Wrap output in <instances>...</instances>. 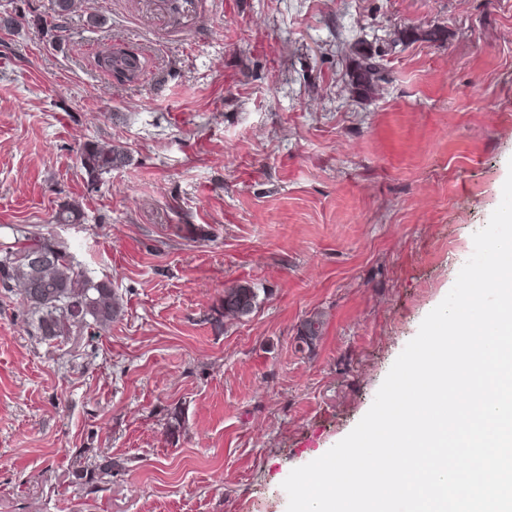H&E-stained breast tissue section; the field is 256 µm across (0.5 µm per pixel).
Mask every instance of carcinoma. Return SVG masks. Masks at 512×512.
Wrapping results in <instances>:
<instances>
[{
	"label": "carcinoma",
	"instance_id": "obj_1",
	"mask_svg": "<svg viewBox=\"0 0 512 512\" xmlns=\"http://www.w3.org/2000/svg\"><path fill=\"white\" fill-rule=\"evenodd\" d=\"M76 0H56V22L39 23V30L45 34L57 36L62 31V23L74 9ZM101 67L112 74L134 73L140 68V60L133 55L116 56L107 53ZM381 78V68L372 61V55L362 57L358 80L370 84ZM81 169L87 176V185L91 188L106 174L126 164L127 152L123 146L110 142L89 141L79 151ZM57 224H82L85 212L77 202L60 206L54 216ZM24 240L22 246L14 251L0 253V287L20 295L27 307L31 324L40 340L53 342L75 332H85L98 336L108 331L112 321L121 312L117 294L108 280H96L80 265L73 262L63 247L52 238L32 235L18 228ZM38 250L52 252L48 261L35 265L30 261L32 253ZM41 284L39 292L31 285ZM258 294L255 289L240 285L224 289V317L240 319L246 316L249 308L257 305ZM322 321L318 318L308 320L300 333V342L311 347L320 338ZM92 449L83 448L72 461V473L84 485H93L103 474L112 472V461L96 462L90 455Z\"/></svg>",
	"mask_w": 512,
	"mask_h": 512
}]
</instances>
